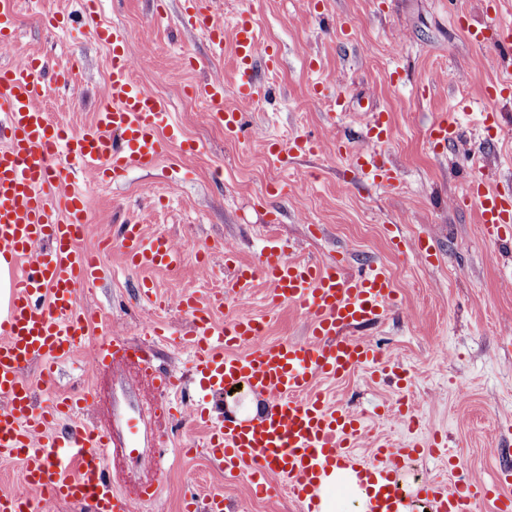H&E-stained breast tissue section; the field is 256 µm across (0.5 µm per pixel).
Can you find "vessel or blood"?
<instances>
[{
  "mask_svg": "<svg viewBox=\"0 0 512 512\" xmlns=\"http://www.w3.org/2000/svg\"><path fill=\"white\" fill-rule=\"evenodd\" d=\"M217 2L185 0V18L219 52L224 24ZM80 14L83 25L111 52L108 101L80 132L56 127L40 106L51 85L68 84L69 72H50L47 60L37 56L0 66V125L10 132L0 147V258L15 270L9 313L0 321V468L22 462L26 484L25 490L0 494V512H31L36 491L50 501L78 502L85 512H126L108 462L117 451L133 460L142 454L141 416L136 412L122 414L124 439L117 444L101 427L49 434L59 418L92 409V397L61 396L40 410L33 405L37 387L52 383L58 362L69 358L88 334L96 313L79 302L77 292L102 273L96 254L80 246L92 211L90 199L78 189L62 191L61 159L115 182L130 170H149L162 158L200 149L181 141L177 128L160 130L167 104L134 80L128 36L102 20L98 0H80ZM233 32L238 63L234 92L241 102L252 103L259 95L257 59L275 64L279 52L262 43L251 12L235 20ZM193 92L208 100L209 119L223 127L225 137H236L242 114L225 109L223 83L205 81ZM391 135L386 114L370 111L363 144L351 163L371 186L391 187L397 181L395 171L380 161ZM427 137L438 151L458 142L454 114H441ZM317 149V142L307 136L295 137L285 147L271 146L277 155ZM468 196L479 211L484 239H512V195L477 179ZM118 240L133 268L176 267L184 259L180 249L145 237L136 224L121 225ZM41 243L48 245V252H37ZM257 278L268 286L272 306L291 304L301 310L307 335L269 344L261 338L259 323L249 317L224 324L206 315L195 320L190 331L199 395L195 413L210 422L208 456L222 461L226 472L248 471L258 495L265 492L268 476L282 479L304 512H318L322 485L337 468L349 470L365 490L364 512H410L399 477L406 462L422 453L421 443L394 448L380 440L373 457L358 455L351 446L361 433L359 420L313 389L316 378H341L366 366L386 377L401 376L398 363L350 334L354 327L379 324L396 304L389 271L370 264L353 272L338 256L327 262L289 260L275 243L255 266L236 267L213 305H222ZM132 354L140 358L141 373L156 391L181 395L173 374L153 365V350L134 345L129 337L100 339L93 365L99 368ZM34 362L41 371L32 379L24 368ZM240 383L268 399L267 409L250 418L215 415L208 398ZM416 495L432 503V512H476L483 498L461 478L446 484L423 482Z\"/></svg>",
  "mask_w": 512,
  "mask_h": 512,
  "instance_id": "b4317fda",
  "label": "vessel or blood"
}]
</instances>
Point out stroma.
<instances>
[{"mask_svg":"<svg viewBox=\"0 0 512 512\" xmlns=\"http://www.w3.org/2000/svg\"><path fill=\"white\" fill-rule=\"evenodd\" d=\"M12 7L17 36L0 44V63H19L36 52L52 69L75 66L71 85L53 88L45 106L55 124L81 131L106 100L107 47L79 22L63 29L42 23L46 13H75L76 0H12ZM180 10V0H102L107 22L129 36L134 79L166 100L169 123L201 151L183 165L164 159L117 183L92 174L73 177L93 208L81 246L100 256L103 270L101 280L79 288L78 298L99 318L72 361L59 365L55 381L38 390L37 403L58 393L89 392L95 421L116 427L129 403L146 406L153 390L126 362L94 373L98 337L149 343V325L166 326L157 362L192 385L187 330L193 315L177 302L184 293L203 299L223 290L225 252L242 265L257 263L270 242L292 259L325 261L340 253L354 268L380 263L389 269L398 307L354 335L379 346L410 378L402 389L358 368L343 378L317 380L314 388L326 399L364 416L357 453L371 456L380 438L397 448L444 438L447 447L413 463L411 479L447 481L453 459L475 485L499 484L502 466L512 464V242L480 237L467 182L479 176L512 192V103L499 104L492 133L479 121L490 108L484 87L512 74L497 44L500 27H512V0H221L224 24L252 11L263 41L280 54L276 69H258L264 93L245 107L234 94L232 35L224 37L223 54H213L205 35L184 27ZM476 21L484 26L480 45L465 32ZM187 53L194 66L184 63ZM209 79L223 81L225 108H243L240 137H225L206 113L188 105L189 89ZM372 106L388 113L394 129L384 146L399 177L391 188L366 185L350 169L348 155L336 151L340 140L358 145ZM445 112L457 113L462 137L437 153L427 129ZM299 135L316 139L318 152L282 160L269 153L272 140ZM127 222L168 238L186 252L185 263L145 274L129 269L112 242L115 225ZM396 234L409 249L396 248ZM427 235L439 253L433 264L412 248ZM145 279L159 297L156 304L139 296ZM243 314L264 322L268 342L305 335L300 311L271 307L261 283L213 311L219 321ZM441 343L446 353L438 352ZM403 397L421 421L418 431L408 432L395 416ZM164 433L177 448L166 469L157 468L150 450L139 462L112 469L131 512H185L191 493L219 484L225 512H302L281 480L258 497L245 474L225 476L201 454L206 431L194 419L192 402ZM147 473L159 490L155 500L141 504L137 479ZM499 486L512 496V484Z\"/></svg>","mask_w":512,"mask_h":512,"instance_id":"1","label":"stroma"}]
</instances>
